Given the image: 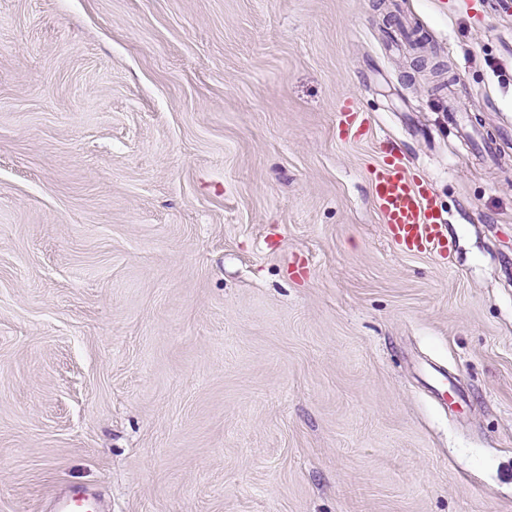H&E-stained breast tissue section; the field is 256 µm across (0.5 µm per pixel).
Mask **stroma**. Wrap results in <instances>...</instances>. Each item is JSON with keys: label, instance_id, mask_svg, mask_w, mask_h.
<instances>
[{"label": "stroma", "instance_id": "stroma-1", "mask_svg": "<svg viewBox=\"0 0 512 512\" xmlns=\"http://www.w3.org/2000/svg\"><path fill=\"white\" fill-rule=\"evenodd\" d=\"M384 141L450 258L387 239ZM70 485L109 512H512V14L0 0V512ZM358 112L352 103H346L338 114V124L341 129L353 131L356 137L364 138L367 135L369 123Z\"/></svg>", "mask_w": 512, "mask_h": 512}]
</instances>
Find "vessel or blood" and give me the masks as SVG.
<instances>
[{
	"instance_id": "1",
	"label": "vessel or blood",
	"mask_w": 512,
	"mask_h": 512,
	"mask_svg": "<svg viewBox=\"0 0 512 512\" xmlns=\"http://www.w3.org/2000/svg\"><path fill=\"white\" fill-rule=\"evenodd\" d=\"M341 129L365 137L369 123L352 104L338 114ZM372 203L388 239L408 255L449 258L455 243L448 235V214L438 201L433 182L413 169L395 149L368 170Z\"/></svg>"
}]
</instances>
